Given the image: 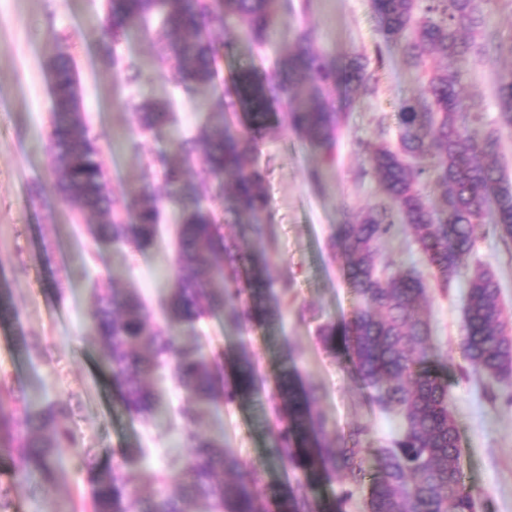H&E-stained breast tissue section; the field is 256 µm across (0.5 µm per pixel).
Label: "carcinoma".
I'll use <instances>...</instances> for the list:
<instances>
[{
    "mask_svg": "<svg viewBox=\"0 0 512 512\" xmlns=\"http://www.w3.org/2000/svg\"><path fill=\"white\" fill-rule=\"evenodd\" d=\"M485 0H427L417 17V0H373L386 40L403 47L408 64L421 71L423 94L397 112L398 145L381 140L368 147L372 170L392 206L367 209L339 227L344 278L357 305L342 325L318 329L324 348L341 350L358 380L371 391L378 411L400 419L386 443L370 448V428L356 425L329 442L326 422L315 409L311 388L297 389L292 370L276 380L275 423L268 458L290 471L301 470L282 493L276 512H343L356 489H366L367 512H475V499L461 467L460 434L448 405V384L427 367L434 354L430 321L421 313L428 284L412 266L396 264L379 244L397 232L411 233L443 288L461 281L466 288L460 343L468 373L479 379H512V336L506 331L499 283L484 269H471L474 229L488 223L512 241V181L498 163V137L484 136L478 125L483 103L461 95V66L472 57L508 51L491 34L476 42L463 32L482 25ZM291 0H108L101 23L99 51L120 65L121 80L137 86L143 72L135 62L119 64L116 45L138 28L155 43L154 63L169 68L189 89L221 87V47L214 32L229 20L242 27L253 45L267 43L276 27H288ZM313 31L304 29L279 56L274 73L259 68L240 72L234 82L246 109V132L231 131L224 112L210 127L179 139L170 154L156 159L167 195L181 205L177 257L166 299V322L152 314L136 290L99 295L89 312L102 345L111 382L133 419L154 416L161 399L154 385L168 366L186 400L179 411V440L190 449L179 490H154L143 496L125 473L128 459L112 455L104 463L85 458L94 472L89 512H189V501L209 512H269L254 490L253 464L224 451V443L202 435L203 411L257 393L259 376L249 352L236 357L233 384L224 383L222 359L203 351L200 342H180L181 326L221 313L224 322L244 327L274 320L266 303L274 287L259 252L224 236L219 217L209 207L215 196L228 195L230 211L251 221L250 235L260 239L259 223L267 206V177L247 167L256 143L272 126L273 104H288V120L316 147L327 163L334 160L342 114L330 91L353 102L377 90V78L360 60L337 69L314 48ZM429 56L447 61L426 67ZM51 78L52 122L47 151L55 194L74 203L81 214L100 216L87 226L95 243L142 249L149 246L160 219V198L144 185L114 191L99 144L82 108V93L70 55L47 60ZM499 124L512 130V71L496 87ZM123 107L144 132L165 127L170 105L128 97ZM200 160L192 180L185 164ZM445 189L443 207L429 206L419 188L426 171ZM73 409L60 398L36 405L25 387L0 377V456L13 466L12 480L0 486V512H14L15 500L34 497L45 483L64 476L61 449L74 443ZM373 452L376 473L362 466ZM340 476L347 489L337 503L319 501L317 487Z\"/></svg>",
    "mask_w": 512,
    "mask_h": 512,
    "instance_id": "1",
    "label": "carcinoma"
}]
</instances>
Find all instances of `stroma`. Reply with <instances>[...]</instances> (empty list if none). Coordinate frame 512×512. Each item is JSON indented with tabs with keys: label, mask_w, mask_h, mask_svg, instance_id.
Instances as JSON below:
<instances>
[{
	"label": "stroma",
	"mask_w": 512,
	"mask_h": 512,
	"mask_svg": "<svg viewBox=\"0 0 512 512\" xmlns=\"http://www.w3.org/2000/svg\"><path fill=\"white\" fill-rule=\"evenodd\" d=\"M293 3L296 10L288 17L287 32L274 34L263 49L241 40L236 27L216 32L217 41L225 46L220 60L225 83L250 67L273 70L287 34L310 26L317 48L337 67L363 59L378 78V90L348 108L334 163L322 164L318 151L283 117L259 140L250 160L266 172L268 181V207L261 217L266 234L255 247L265 255L273 276L288 278L287 288H273L270 294L279 318L237 329L218 313L197 328L183 327L182 334L190 344L195 331H203L205 352L223 355L228 380L243 348L265 377L266 390H273L284 368H294L303 384L316 388L329 437L360 424L371 427L369 440L375 443L394 429V418L377 411L344 355L326 350L317 330L328 322L347 321L355 306L344 281L336 231L382 198L366 146L382 139L396 143L398 108L421 94L422 83L416 70L406 65L400 47L385 41L371 0ZM104 6L105 0H0V277L15 310L14 315H0V375L24 385L35 401L68 399L77 437L75 445L62 451L66 476L37 497L18 499L16 512H49L63 501L79 508L87 505L91 483L81 464L86 457L127 455L132 484L144 493L152 491L161 476L176 486L188 458L171 417L185 403L180 390L169 375H161L157 387L165 414L130 419L85 316L96 293L111 290H137L152 309H159L171 284L180 206L166 198L153 159L170 152L176 139L213 125L221 102H234L235 96L185 89L171 72L153 67V44L138 30L118 48L121 57L139 62L144 70L140 86L128 90L116 70L98 56ZM52 28L60 40L49 37ZM60 50L75 60L87 120L105 135L102 149L112 188L146 184L161 197L163 219L149 247L118 252L106 243L92 244L87 219L52 189L46 151L51 120L46 61ZM511 70V56L486 57L465 68L461 90L483 99L481 130L497 132L499 153L512 176V133L498 124L494 96L497 74ZM131 92L170 102L168 124L155 133H141L121 106ZM314 169L321 174L316 182L308 177ZM36 192L41 195L37 201L32 198ZM469 263L484 265L495 274L512 323V243L504 244L490 226L480 225ZM60 285L65 288L61 294L56 291ZM428 288L424 311L448 381L465 483L478 501V512H512V388L495 383L486 392L463 373V284L444 290L432 280ZM23 336L51 342V357L25 350L19 342ZM271 423L265 401L229 404L205 412L200 420L202 433L223 439L228 452L254 463V487L264 498L293 478L291 472L263 460Z\"/></svg>",
	"instance_id": "35a3bbf8"
}]
</instances>
